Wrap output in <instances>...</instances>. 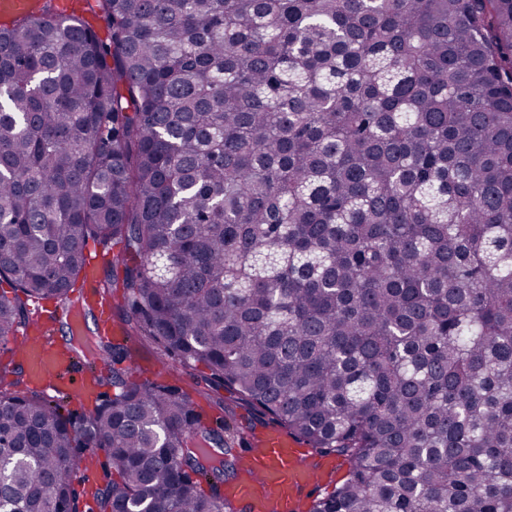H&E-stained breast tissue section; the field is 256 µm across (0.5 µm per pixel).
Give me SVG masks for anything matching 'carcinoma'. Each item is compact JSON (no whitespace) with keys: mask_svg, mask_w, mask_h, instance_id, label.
Returning a JSON list of instances; mask_svg holds the SVG:
<instances>
[{"mask_svg":"<svg viewBox=\"0 0 512 512\" xmlns=\"http://www.w3.org/2000/svg\"><path fill=\"white\" fill-rule=\"evenodd\" d=\"M82 2L0 27V342L116 241L131 330L349 461L307 512H512V0ZM109 353L80 415L0 370V512H235L238 431Z\"/></svg>","mask_w":512,"mask_h":512,"instance_id":"cac0c4a2","label":"carcinoma"}]
</instances>
